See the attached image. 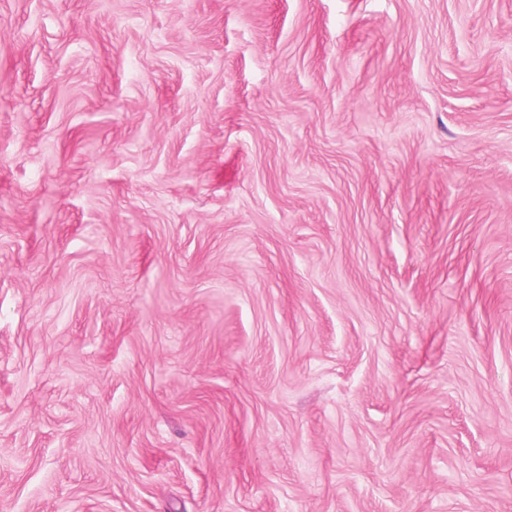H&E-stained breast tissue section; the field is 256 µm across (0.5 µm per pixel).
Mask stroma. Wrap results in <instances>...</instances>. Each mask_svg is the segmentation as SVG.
<instances>
[{"instance_id": "stroma-1", "label": "stroma", "mask_w": 512, "mask_h": 512, "mask_svg": "<svg viewBox=\"0 0 512 512\" xmlns=\"http://www.w3.org/2000/svg\"><path fill=\"white\" fill-rule=\"evenodd\" d=\"M0 512H512V0H0Z\"/></svg>"}]
</instances>
